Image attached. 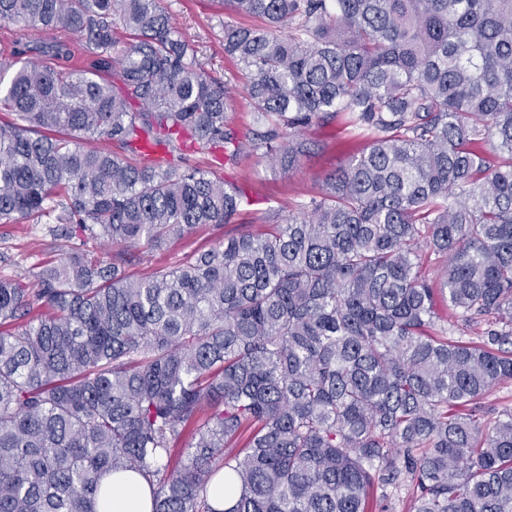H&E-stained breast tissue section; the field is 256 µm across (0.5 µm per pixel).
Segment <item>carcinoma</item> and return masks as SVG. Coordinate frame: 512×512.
Instances as JSON below:
<instances>
[{
	"mask_svg": "<svg viewBox=\"0 0 512 512\" xmlns=\"http://www.w3.org/2000/svg\"><path fill=\"white\" fill-rule=\"evenodd\" d=\"M224 9L261 20L224 25L261 122L244 136L162 0H0L20 31L0 54L1 224L160 245L241 211L188 152L290 170L340 115L369 139L262 236L140 279L133 255L90 250L34 288L0 277V325L41 308L0 331V512H97L128 471L152 512H217L221 474L224 512H368L405 477L411 512H512V410L480 406L512 381V0ZM426 251L446 259L437 287ZM440 301L477 342L450 337Z\"/></svg>",
	"mask_w": 512,
	"mask_h": 512,
	"instance_id": "obj_1",
	"label": "carcinoma"
}]
</instances>
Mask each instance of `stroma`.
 I'll use <instances>...</instances> for the list:
<instances>
[{"label": "stroma", "mask_w": 512, "mask_h": 512, "mask_svg": "<svg viewBox=\"0 0 512 512\" xmlns=\"http://www.w3.org/2000/svg\"><path fill=\"white\" fill-rule=\"evenodd\" d=\"M165 2L179 30L198 45L204 68L231 84L233 123L239 132H246L254 122V114L242 94L246 78L236 60L224 53V26L247 24V17L225 12L218 0ZM306 137L310 148L292 170H281L252 154L241 155L237 163L222 166L220 176L243 188L248 197L239 219L232 224L196 226L186 238L159 247L139 244L135 248L138 259L127 267V274L139 279L186 263L194 251L209 249L224 237L244 230L258 235L269 232L271 226L265 221L268 214L287 216L297 201L320 193L326 177L368 145L365 137L346 130L340 119L326 128L308 130ZM52 230V225L26 221L0 224V275L17 276L27 286H34L39 270L59 261L68 249L67 239L54 237Z\"/></svg>", "instance_id": "obj_1"}]
</instances>
